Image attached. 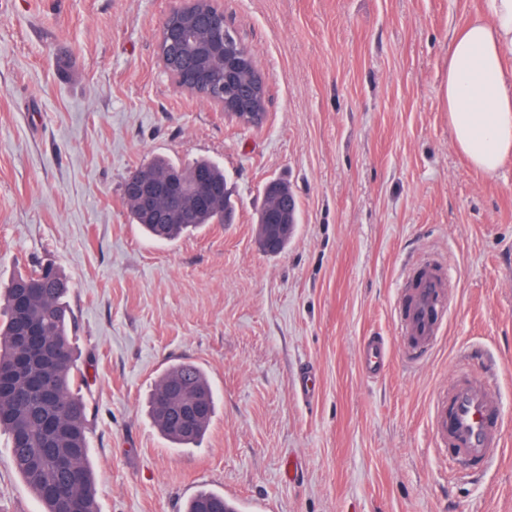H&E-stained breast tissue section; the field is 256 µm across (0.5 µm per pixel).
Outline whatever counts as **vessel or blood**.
<instances>
[{
	"label": "vessel or blood",
	"mask_w": 512,
	"mask_h": 512,
	"mask_svg": "<svg viewBox=\"0 0 512 512\" xmlns=\"http://www.w3.org/2000/svg\"><path fill=\"white\" fill-rule=\"evenodd\" d=\"M444 288V277L438 271L424 268L415 274L399 306L405 351L425 353L434 347L446 314ZM360 355L367 372L376 373L385 366L387 352L381 341H365ZM500 418L501 409L488 377L465 374L459 366L433 404L431 427L439 449L449 461L481 463L491 461L499 451Z\"/></svg>",
	"instance_id": "obj_1"
}]
</instances>
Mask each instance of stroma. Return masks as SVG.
<instances>
[{
    "mask_svg": "<svg viewBox=\"0 0 512 512\" xmlns=\"http://www.w3.org/2000/svg\"><path fill=\"white\" fill-rule=\"evenodd\" d=\"M180 2L0 0V280L51 263L71 283L99 512H185L201 490L239 512H512V159L472 169L439 97L479 0H218L267 80L260 128L164 71L156 33ZM158 156L218 162L232 223L145 238L123 186ZM273 179L299 204L277 255L255 233ZM428 256L452 274V310L409 363L398 289ZM370 337L389 348L375 378ZM461 361L506 410L477 475L429 426ZM179 362L218 391L196 448L150 414ZM42 510L0 433V512ZM360 355L367 372L377 373L385 366L387 352L382 341L368 339L360 347Z\"/></svg>",
    "mask_w": 512,
    "mask_h": 512,
    "instance_id": "35a3bbf8",
    "label": "stroma"
}]
</instances>
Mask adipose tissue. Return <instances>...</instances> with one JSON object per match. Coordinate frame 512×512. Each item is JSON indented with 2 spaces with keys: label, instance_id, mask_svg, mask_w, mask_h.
<instances>
[{
  "label": "adipose tissue",
  "instance_id": "ef3b65f1",
  "mask_svg": "<svg viewBox=\"0 0 512 512\" xmlns=\"http://www.w3.org/2000/svg\"><path fill=\"white\" fill-rule=\"evenodd\" d=\"M440 100L457 151L497 173L512 157V0H481L476 18L454 31Z\"/></svg>",
  "mask_w": 512,
  "mask_h": 512
}]
</instances>
